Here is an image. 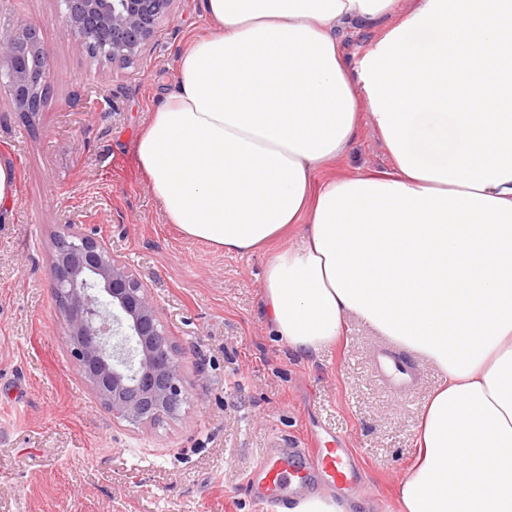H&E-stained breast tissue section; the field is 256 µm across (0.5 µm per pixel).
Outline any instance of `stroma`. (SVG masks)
<instances>
[{"mask_svg": "<svg viewBox=\"0 0 512 512\" xmlns=\"http://www.w3.org/2000/svg\"><path fill=\"white\" fill-rule=\"evenodd\" d=\"M36 24L51 86L34 126L0 96V155L16 175L0 208V512H262L246 479L268 449L314 436L353 448L361 484L332 497L350 512H398L397 485L440 372L405 351L417 389L397 403L374 366L382 337L348 318L336 345L290 353L263 304L268 254L231 255L166 223L137 141L175 93L178 60L210 26L204 0H175L149 47L115 67L90 58L58 0H0V23ZM360 120L328 180L386 170ZM82 224L130 263L182 352L190 400L176 418L134 427L94 403L61 339L53 240Z\"/></svg>", "mask_w": 512, "mask_h": 512, "instance_id": "1", "label": "stroma"}]
</instances>
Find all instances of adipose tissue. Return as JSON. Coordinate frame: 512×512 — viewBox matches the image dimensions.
Here are the masks:
<instances>
[{
	"label": "adipose tissue",
	"mask_w": 512,
	"mask_h": 512,
	"mask_svg": "<svg viewBox=\"0 0 512 512\" xmlns=\"http://www.w3.org/2000/svg\"><path fill=\"white\" fill-rule=\"evenodd\" d=\"M142 131L168 223L266 265L286 348L348 315L434 365L399 512H512V0H205ZM381 23L349 63L337 23ZM391 170L318 181L360 109Z\"/></svg>",
	"instance_id": "adipose-tissue-1"
}]
</instances>
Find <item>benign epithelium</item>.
Listing matches in <instances>:
<instances>
[{
    "label": "benign epithelium",
    "instance_id": "benign-epithelium-1",
    "mask_svg": "<svg viewBox=\"0 0 512 512\" xmlns=\"http://www.w3.org/2000/svg\"><path fill=\"white\" fill-rule=\"evenodd\" d=\"M174 0H59L61 18L88 56L124 66L140 56ZM50 83L40 29L0 26V94L20 118L43 111ZM52 297L67 353L94 399L117 422L178 415L187 388L176 345L149 288L101 237L68 224L54 241Z\"/></svg>",
    "mask_w": 512,
    "mask_h": 512
}]
</instances>
